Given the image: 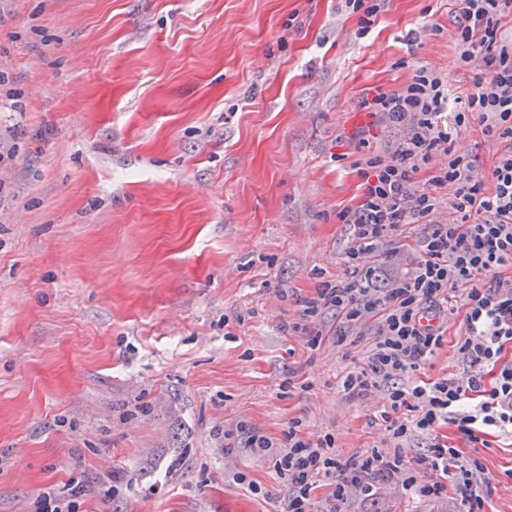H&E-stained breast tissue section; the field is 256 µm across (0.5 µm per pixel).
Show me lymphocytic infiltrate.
Here are the masks:
<instances>
[{"label": "lymphocytic infiltrate", "instance_id": "obj_1", "mask_svg": "<svg viewBox=\"0 0 512 512\" xmlns=\"http://www.w3.org/2000/svg\"><path fill=\"white\" fill-rule=\"evenodd\" d=\"M458 4L457 61L481 67L484 77L466 98L453 99L447 82L421 65L401 90L362 100L399 137L386 151L354 160L358 201L336 213L350 233L341 255L345 275L300 299L290 326L313 345L322 340L328 312L336 317L337 343L371 331L364 366L348 371L341 388L352 400L382 394L386 446L347 455L333 434L303 436L295 420L284 446L243 422L224 429L225 447L272 463L287 488L284 512H315L321 488L326 512H347L385 483L424 502L452 493L462 512H487L484 466L462 449L512 434V40L503 35L512 25V0ZM452 124L478 125L500 143L489 169L453 150ZM413 224L422 227L414 251L403 270L390 272L388 246ZM458 313L463 326L455 349L469 365L466 375L422 378ZM446 426L461 445L443 435ZM416 437L427 445L411 458L405 449Z\"/></svg>", "mask_w": 512, "mask_h": 512}]
</instances>
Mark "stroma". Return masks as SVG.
Instances as JSON below:
<instances>
[{"instance_id": "35a3bbf8", "label": "stroma", "mask_w": 512, "mask_h": 512, "mask_svg": "<svg viewBox=\"0 0 512 512\" xmlns=\"http://www.w3.org/2000/svg\"><path fill=\"white\" fill-rule=\"evenodd\" d=\"M339 4L0 0V133L22 129L0 165V512L74 477L79 512H281L225 425L281 443L297 418L346 454L383 440L381 396L339 387L370 337L312 349L287 324L344 274L354 134L396 139L362 98L420 64L463 98L477 72L456 65L455 0H385L362 37ZM427 14L440 34L407 45ZM475 455L489 512H512V436ZM109 471L139 479L108 498ZM349 510L460 505L390 484Z\"/></svg>"}]
</instances>
